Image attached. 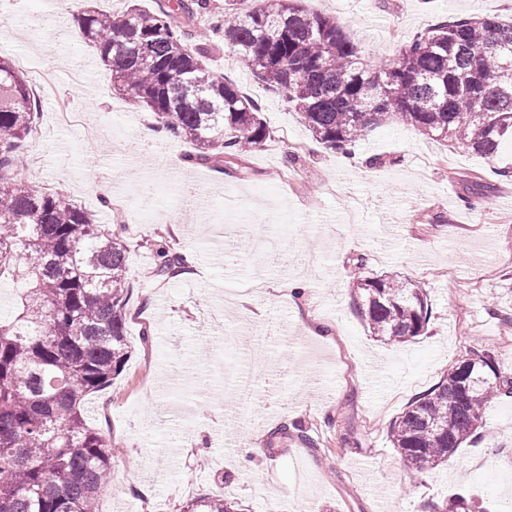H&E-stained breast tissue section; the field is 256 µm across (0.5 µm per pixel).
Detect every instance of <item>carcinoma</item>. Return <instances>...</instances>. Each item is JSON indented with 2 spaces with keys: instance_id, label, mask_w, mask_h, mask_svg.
<instances>
[{
  "instance_id": "carcinoma-1",
  "label": "carcinoma",
  "mask_w": 512,
  "mask_h": 512,
  "mask_svg": "<svg viewBox=\"0 0 512 512\" xmlns=\"http://www.w3.org/2000/svg\"><path fill=\"white\" fill-rule=\"evenodd\" d=\"M224 18L214 0H155L117 13L90 7L83 38L129 105L196 145L189 160L224 172V159L259 148L269 135L260 107L215 76L201 32L285 97L325 148H348L377 127L400 123L448 146L493 156L512 140V20L458 18L415 36L398 56L370 67L336 18L297 0H263ZM38 105L24 74L0 60V283L16 284L0 316V512H97L110 483L112 441L88 427L85 398L110 384L128 354L126 245L62 190L22 189ZM154 275L172 278L183 256L158 245ZM351 292L371 333L402 343L432 318L426 290L359 275ZM512 393L495 356L476 350L452 364L390 428L393 448L417 474L448 461L475 436L486 408ZM433 512H470L465 496ZM186 512H238L221 496Z\"/></svg>"
}]
</instances>
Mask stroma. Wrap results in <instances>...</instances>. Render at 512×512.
Here are the masks:
<instances>
[{
  "label": "stroma",
  "instance_id": "stroma-1",
  "mask_svg": "<svg viewBox=\"0 0 512 512\" xmlns=\"http://www.w3.org/2000/svg\"><path fill=\"white\" fill-rule=\"evenodd\" d=\"M87 3L0 0V59L31 56L52 73L46 91L25 74L40 112L23 185L61 188L99 223L126 225L128 360L85 401L119 450L101 512H181L217 494L243 512H303L308 500L315 512H426L455 493L512 512V396L487 408L480 439L423 474L389 441L408 404L471 351L491 350L512 377V147L487 157L392 125L347 165L209 37L208 67L258 103L269 136L223 172L188 165L190 142L140 141L154 115L115 95L96 52L71 39ZM302 4L335 17L372 65L442 20L512 19V0ZM294 142L307 177L295 191L282 182ZM161 237L199 276L154 277ZM360 257L368 273L426 289L424 335H371L349 288ZM295 421L317 449L280 438Z\"/></svg>",
  "mask_w": 512,
  "mask_h": 512
}]
</instances>
